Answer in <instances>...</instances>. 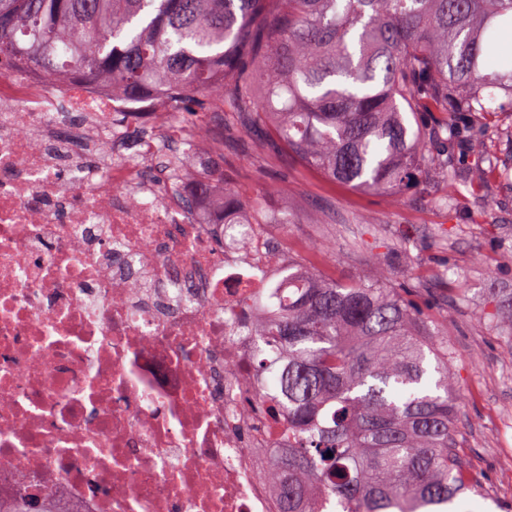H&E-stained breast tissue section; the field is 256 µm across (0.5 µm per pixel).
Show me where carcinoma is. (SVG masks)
<instances>
[{
  "label": "carcinoma",
  "mask_w": 512,
  "mask_h": 512,
  "mask_svg": "<svg viewBox=\"0 0 512 512\" xmlns=\"http://www.w3.org/2000/svg\"><path fill=\"white\" fill-rule=\"evenodd\" d=\"M2 15L0 79L34 68L131 98L165 87L182 118L227 116L225 130L360 190L480 186L475 146L496 91L512 96V0H0ZM239 211L224 187V223ZM281 273L288 300L251 332L279 393L282 512H436L481 494L455 433L448 338L415 304L424 284L396 288L386 269L326 281L296 260ZM11 512L62 510L45 498Z\"/></svg>",
  "instance_id": "carcinoma-1"
}]
</instances>
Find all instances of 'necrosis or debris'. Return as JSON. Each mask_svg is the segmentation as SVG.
<instances>
[{"label": "necrosis or debris", "mask_w": 512, "mask_h": 512, "mask_svg": "<svg viewBox=\"0 0 512 512\" xmlns=\"http://www.w3.org/2000/svg\"><path fill=\"white\" fill-rule=\"evenodd\" d=\"M71 86L0 80V503L280 512L276 398L241 330L275 246L163 188L201 136L166 94Z\"/></svg>", "instance_id": "necrosis-or-debris-1"}]
</instances>
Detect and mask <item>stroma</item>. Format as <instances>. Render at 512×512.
Segmentation results:
<instances>
[{
  "instance_id": "1",
  "label": "stroma",
  "mask_w": 512,
  "mask_h": 512,
  "mask_svg": "<svg viewBox=\"0 0 512 512\" xmlns=\"http://www.w3.org/2000/svg\"><path fill=\"white\" fill-rule=\"evenodd\" d=\"M495 105L488 134L490 166L499 169L512 164V142L500 137L512 127V99L498 96ZM236 135L247 150L218 139L208 152L244 203L262 195L292 214L288 227H267L270 238L288 242L280 263L298 259L338 281L372 279L384 264L394 279L424 282L418 302L448 338V371L461 393L458 440L483 488L459 508L512 512V324L489 316L512 302V180L493 178L486 198L469 185L439 187L443 205L414 189L378 194L332 182L245 129ZM447 226L452 234L438 240Z\"/></svg>"
}]
</instances>
